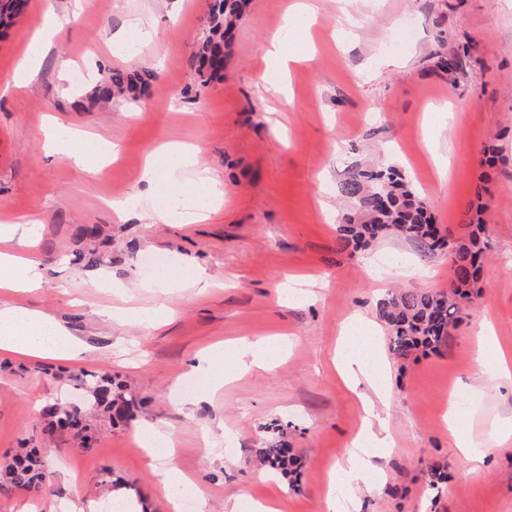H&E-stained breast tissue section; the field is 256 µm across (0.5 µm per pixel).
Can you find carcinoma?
Masks as SVG:
<instances>
[{
  "label": "carcinoma",
  "instance_id": "obj_1",
  "mask_svg": "<svg viewBox=\"0 0 512 512\" xmlns=\"http://www.w3.org/2000/svg\"><path fill=\"white\" fill-rule=\"evenodd\" d=\"M27 0H0V26L7 27L20 18ZM246 7V0H212L206 15V33L190 52L191 71L207 84L224 76L230 60L229 46L237 21ZM470 50L451 58L439 57L445 71L462 69ZM150 74L102 66L98 72L93 98L108 102L116 94L137 95L149 87ZM341 196L357 203L362 220L342 217L338 239L344 250H364L377 239L402 233L425 254L446 253L451 259L452 295L437 292L400 290L389 293L379 302V312L390 328L388 347L398 358L412 353L435 351L450 339L449 327L459 319L460 300L477 287L483 270L487 242L482 227L473 225L467 237L449 239L438 236L424 201L395 167L370 173L351 175L341 181ZM76 388L85 392L80 406L53 404L43 415L41 433L50 438L60 430L71 433L83 451L93 442L91 427L85 417L90 410L113 423H124L133 417L135 399L127 397L125 385L107 373L79 370L70 375ZM257 454L271 470L288 474L295 465L288 444L271 440ZM47 490V472L39 449L25 448L11 461L0 464V496L25 492L39 497Z\"/></svg>",
  "mask_w": 512,
  "mask_h": 512
}]
</instances>
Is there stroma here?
I'll use <instances>...</instances> for the list:
<instances>
[{"mask_svg": "<svg viewBox=\"0 0 512 512\" xmlns=\"http://www.w3.org/2000/svg\"><path fill=\"white\" fill-rule=\"evenodd\" d=\"M207 0H29L0 37V82L13 72L44 14L78 12L25 90L0 96V222L38 215L43 270L32 292L0 289V307L46 314L81 344L77 360L0 356V458L22 447L42 449L50 490L37 504L21 492L0 497V512H108L122 478L147 512H173L162 482L169 467L194 481L206 512L237 503H275L279 512H327V476L342 462L363 409L330 359L347 318L375 325L390 375L387 402L397 451L379 460L381 481L360 485L355 512H512V440L493 425L512 420V381L473 369L475 333L490 321L512 351V0H359L356 23L335 45L338 0H324L312 31V61L290 67L287 105L258 86L268 35L282 20L283 0H250L223 80L202 84L186 66L203 36ZM409 44L387 50L400 21ZM153 41L127 49L134 22ZM469 67L447 75L439 56L466 46ZM146 69L154 79L139 100L92 103L100 66ZM120 144L115 161L90 176L42 149L47 118ZM198 146L195 171L224 186L220 211L205 222L169 224L157 215L167 197L116 215L108 198L145 190L147 158L166 142ZM448 165L440 182L437 163ZM393 166L418 192L442 234L486 226L483 275L449 344L398 358L377 303L401 289L447 290V255L427 256L391 235L365 251L342 250L337 233L350 202L337 191L356 170ZM93 226L97 236H83ZM163 258L150 274L146 261ZM213 283L203 295L185 287L195 270ZM328 274L320 297H276L295 275ZM165 302L167 314L143 325L112 315ZM287 335L292 345L269 371L238 370L224 352L229 383L215 391L182 389L194 379L201 351L234 339ZM118 376L140 403L128 424L91 416L90 451L65 434L46 441L42 410L70 400L71 371ZM489 450L475 472L446 427L448 395ZM165 430L171 454L143 455L144 429ZM282 436L296 472H269L256 451ZM439 464L446 481L428 483Z\"/></svg>", "mask_w": 512, "mask_h": 512, "instance_id": "35a3bbf8", "label": "stroma"}]
</instances>
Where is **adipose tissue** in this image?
I'll use <instances>...</instances> for the list:
<instances>
[{
    "instance_id": "adipose-tissue-1",
    "label": "adipose tissue",
    "mask_w": 512,
    "mask_h": 512,
    "mask_svg": "<svg viewBox=\"0 0 512 512\" xmlns=\"http://www.w3.org/2000/svg\"><path fill=\"white\" fill-rule=\"evenodd\" d=\"M315 14L313 0H298L286 12L282 25L273 31L268 39L264 55L261 82L280 89L290 64L305 59L308 53L306 43L289 45L291 32L307 33ZM72 19L55 13L46 14L39 28L33 34L30 47L16 66L10 81L13 90L27 88L37 75L42 61L52 49L57 36ZM43 147L52 155L72 163L84 173H96L102 160L108 155L111 145L99 137L64 124H52L43 130ZM197 153L195 147L186 144H168L152 154L147 162L145 182L147 191L113 201L112 208L123 212L133 204L152 201V186L159 181V159L178 156L185 164H193ZM43 272L35 259L9 252H0V287L35 290L41 287ZM371 325L367 319L354 316L346 327V335L336 349L333 365L337 375L349 390H356L361 382L375 383L379 397H386L387 391L378 383L384 375V368L378 360L376 342L370 334ZM0 351L36 356H71L77 354V341L68 331L49 317L32 310L17 307L0 309ZM474 368L478 373L496 378L512 373L507 367L506 354L496 340L490 326H482L476 336L473 354ZM396 442L386 421L378 425H364L356 434L353 446L345 460L330 478L328 508L330 512H343L351 498L354 487L368 483L376 471L369 464L370 452L384 455L394 452Z\"/></svg>"
}]
</instances>
